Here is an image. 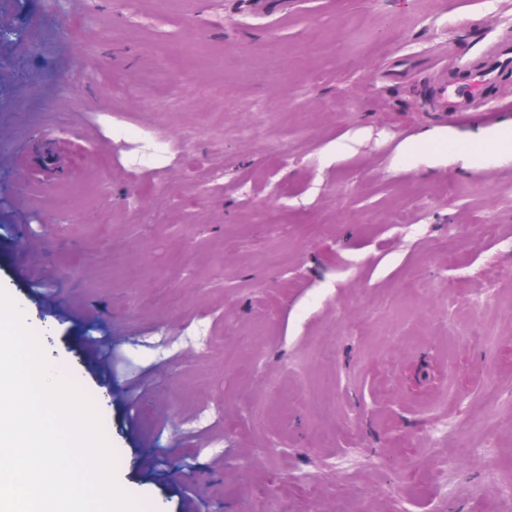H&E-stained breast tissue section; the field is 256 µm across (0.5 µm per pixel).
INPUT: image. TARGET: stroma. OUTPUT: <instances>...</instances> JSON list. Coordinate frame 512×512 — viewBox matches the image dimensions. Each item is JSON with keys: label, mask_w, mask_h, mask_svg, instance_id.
Instances as JSON below:
<instances>
[{"label": "stroma", "mask_w": 512, "mask_h": 512, "mask_svg": "<svg viewBox=\"0 0 512 512\" xmlns=\"http://www.w3.org/2000/svg\"><path fill=\"white\" fill-rule=\"evenodd\" d=\"M19 24L0 288L144 512H512V74L428 100L512 0H0ZM440 94L443 99L453 105V110L455 112H471L472 98L478 96L477 91L472 89L471 85L466 91H457L454 88L444 86L442 87Z\"/></svg>", "instance_id": "obj_1"}]
</instances>
